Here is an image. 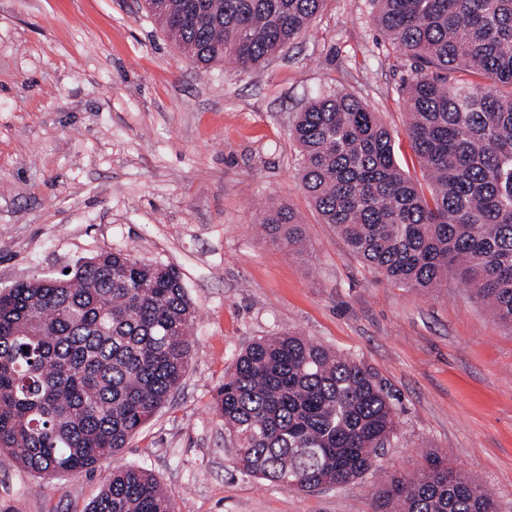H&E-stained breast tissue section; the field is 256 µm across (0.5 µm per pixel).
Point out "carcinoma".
Instances as JSON below:
<instances>
[{
    "mask_svg": "<svg viewBox=\"0 0 512 512\" xmlns=\"http://www.w3.org/2000/svg\"><path fill=\"white\" fill-rule=\"evenodd\" d=\"M372 20L413 60L407 135L427 186L399 165L392 135L357 97L311 98L293 136L302 189L348 250L416 291L455 276L512 334V0H371ZM196 66L263 64L326 0H145ZM270 241L304 228L267 209ZM196 309L180 274L102 251L70 274L0 292V450L38 476L95 471L182 382ZM239 467L291 490L352 483L399 426L363 363L287 332L238 355L215 399ZM155 475L112 471L87 512H172ZM378 512H495L486 489L438 454L394 476Z\"/></svg>",
    "mask_w": 512,
    "mask_h": 512,
    "instance_id": "carcinoma-1",
    "label": "carcinoma"
}]
</instances>
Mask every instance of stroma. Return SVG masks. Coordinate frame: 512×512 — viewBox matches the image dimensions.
Listing matches in <instances>:
<instances>
[{
	"mask_svg": "<svg viewBox=\"0 0 512 512\" xmlns=\"http://www.w3.org/2000/svg\"><path fill=\"white\" fill-rule=\"evenodd\" d=\"M370 0H328L263 67H196L144 0H0V289L104 250L181 275L197 314L169 400L90 474L38 477L0 452V512H85L113 468L142 466L174 512H375L427 453L477 473L512 512V335L456 280L425 294L350 254L300 181L296 116L319 93L355 95L421 178L403 101L413 64ZM305 229L303 253L255 229L266 203ZM294 330L364 363L399 414L361 479L294 491L241 473L214 408L254 340Z\"/></svg>",
	"mask_w": 512,
	"mask_h": 512,
	"instance_id": "obj_1",
	"label": "stroma"
}]
</instances>
